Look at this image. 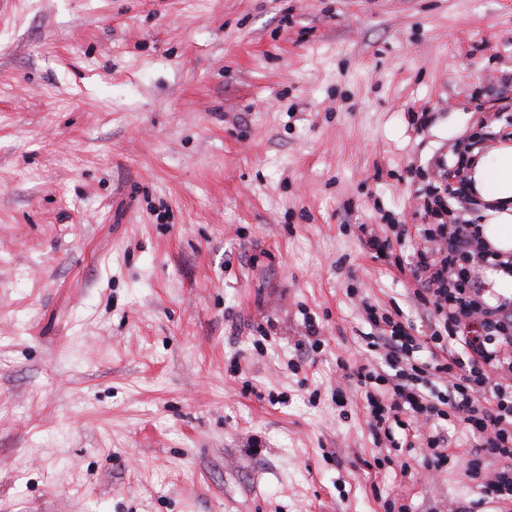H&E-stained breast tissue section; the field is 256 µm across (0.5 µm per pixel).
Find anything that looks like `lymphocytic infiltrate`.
Masks as SVG:
<instances>
[{"label": "lymphocytic infiltrate", "instance_id": "obj_1", "mask_svg": "<svg viewBox=\"0 0 512 512\" xmlns=\"http://www.w3.org/2000/svg\"><path fill=\"white\" fill-rule=\"evenodd\" d=\"M425 206L436 216L424 225L408 268L413 296L432 311L430 333L410 322L366 307L368 322L384 342L382 364H364L350 377L361 389L369 423L392 438L412 419H424L417 442L428 448L435 467L448 459L443 420L478 434L486 459L512 458V298L488 305L484 269L504 263L481 240L477 225L446 222L448 199L465 200L462 188L439 184ZM429 350L428 362L415 355ZM444 381V390L424 392L427 376Z\"/></svg>", "mask_w": 512, "mask_h": 512}]
</instances>
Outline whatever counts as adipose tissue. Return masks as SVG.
Returning <instances> with one entry per match:
<instances>
[{
    "mask_svg": "<svg viewBox=\"0 0 512 512\" xmlns=\"http://www.w3.org/2000/svg\"><path fill=\"white\" fill-rule=\"evenodd\" d=\"M466 171L465 189L483 206L482 240L493 251L512 254V141L473 152Z\"/></svg>",
    "mask_w": 512,
    "mask_h": 512,
    "instance_id": "ef3b65f1",
    "label": "adipose tissue"
}]
</instances>
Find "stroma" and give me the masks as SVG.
Returning a JSON list of instances; mask_svg holds the SVG:
<instances>
[{
    "instance_id": "1",
    "label": "stroma",
    "mask_w": 512,
    "mask_h": 512,
    "mask_svg": "<svg viewBox=\"0 0 512 512\" xmlns=\"http://www.w3.org/2000/svg\"><path fill=\"white\" fill-rule=\"evenodd\" d=\"M511 134L512 0H7L0 512H512L336 392L360 225Z\"/></svg>"
}]
</instances>
